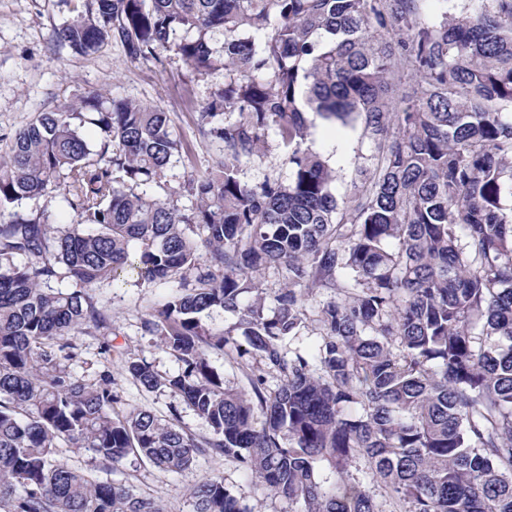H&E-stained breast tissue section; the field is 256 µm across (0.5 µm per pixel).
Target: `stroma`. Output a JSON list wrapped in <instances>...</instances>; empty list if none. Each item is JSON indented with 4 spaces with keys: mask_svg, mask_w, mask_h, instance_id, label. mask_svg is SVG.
I'll use <instances>...</instances> for the list:
<instances>
[{
    "mask_svg": "<svg viewBox=\"0 0 512 512\" xmlns=\"http://www.w3.org/2000/svg\"><path fill=\"white\" fill-rule=\"evenodd\" d=\"M86 0H0V154L8 150L15 135L39 113L75 101L80 95L97 91L130 98L168 113L174 133L189 151L174 158L164 176L143 186L147 196L186 209L191 199L183 189L191 174L205 171L219 154L218 143L199 138L196 105L205 103L223 86L224 73L199 76L182 59L170 52L160 61L132 60L119 41L106 40L92 54L83 56L57 46L52 32L84 10ZM306 148L320 155L333 171L331 191L339 206L352 196L356 168H370L376 162V149L362 121L334 126L313 117ZM240 180L251 186L288 183L291 167L276 130H269L258 156L243 163ZM65 190L8 205L11 213H44L47 222L57 226L76 222ZM172 291L171 285L145 284L114 287L98 283L94 293L113 317L111 330L72 336L75 356L72 370L89 381H97L103 370L112 372V388L120 400L116 412L147 409L169 418L178 409L179 424L195 437L211 434L208 422L179 397L167 391L148 392L126 370L130 357H143L161 375H175L183 366L174 356L154 347L140 329L142 318L159 307ZM70 465L92 472L101 481L120 480L145 495L161 498L169 512H192L190 490L201 479L217 475L237 498L243 512H288L284 500L271 497L252 482L231 458L221 455L197 456L194 465L182 472H166L127 457L112 468L99 465L92 454L79 448L63 449Z\"/></svg>",
    "mask_w": 512,
    "mask_h": 512,
    "instance_id": "obj_1",
    "label": "stroma"
}]
</instances>
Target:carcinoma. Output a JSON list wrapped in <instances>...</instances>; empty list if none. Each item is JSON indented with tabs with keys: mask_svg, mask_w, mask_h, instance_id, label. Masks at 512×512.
Wrapping results in <instances>:
<instances>
[{
	"mask_svg": "<svg viewBox=\"0 0 512 512\" xmlns=\"http://www.w3.org/2000/svg\"><path fill=\"white\" fill-rule=\"evenodd\" d=\"M425 2L87 0L54 30L81 55L114 38L133 60L172 51L200 75L224 70L196 118L223 156L188 178L192 208L148 198L135 188L184 151L170 118L94 92L41 113L0 156V209L64 186L78 217L0 220V512H169L71 467L63 443L105 468L133 454L172 472L213 451L294 512H512V0H465L451 24ZM310 111L362 119L377 146L342 210L331 168L303 148ZM271 128L291 178L253 188L237 168ZM271 265L288 287L269 316L255 273ZM107 280L178 283L141 331L183 371L143 357L127 371L179 395L210 436L180 428L175 407L170 421L116 414L110 371L92 383L70 370L67 337L112 325L91 292ZM319 288L335 296L315 305ZM216 306L247 347L236 327H202ZM309 318L317 345L287 347ZM211 351L256 357L281 384L246 367L247 387L229 389ZM360 459L370 482L351 472ZM322 461L336 483L317 477ZM191 499L193 512H244L221 478Z\"/></svg>",
	"mask_w": 512,
	"mask_h": 512,
	"instance_id": "cac0c4a2",
	"label": "carcinoma"
}]
</instances>
